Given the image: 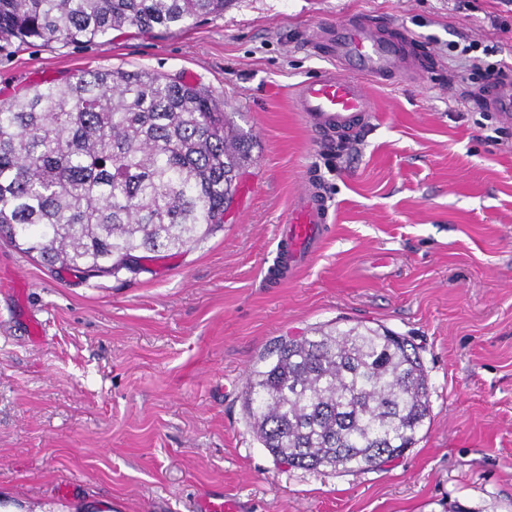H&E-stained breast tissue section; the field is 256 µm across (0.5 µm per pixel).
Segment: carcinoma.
<instances>
[{
    "instance_id": "carcinoma-1",
    "label": "carcinoma",
    "mask_w": 512,
    "mask_h": 512,
    "mask_svg": "<svg viewBox=\"0 0 512 512\" xmlns=\"http://www.w3.org/2000/svg\"><path fill=\"white\" fill-rule=\"evenodd\" d=\"M226 0H0V39L87 44L125 27L180 29ZM224 103L148 70L88 69L0 105V239L89 277L145 270L224 223L244 162ZM249 376L246 414L290 467L360 469L416 442L428 374L403 337L319 328Z\"/></svg>"
}]
</instances>
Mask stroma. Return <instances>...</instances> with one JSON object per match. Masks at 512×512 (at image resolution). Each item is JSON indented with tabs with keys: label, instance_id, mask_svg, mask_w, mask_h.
Returning a JSON list of instances; mask_svg holds the SVG:
<instances>
[{
	"label": "stroma",
	"instance_id": "1",
	"mask_svg": "<svg viewBox=\"0 0 512 512\" xmlns=\"http://www.w3.org/2000/svg\"><path fill=\"white\" fill-rule=\"evenodd\" d=\"M347 17L408 33L427 73L370 85L376 118L320 137L291 95L329 63L300 43ZM472 40L512 65V7L229 0L183 29L0 41V103L89 68L145 69L209 88L248 144L223 228L147 271L55 272L0 242V498L14 512H200L219 496L237 512H512V124L460 80L448 46ZM310 181L331 231L268 287ZM334 324L410 340L431 420L380 467L276 464L245 412L247 374L280 338Z\"/></svg>",
	"mask_w": 512,
	"mask_h": 512
}]
</instances>
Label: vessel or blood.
Returning a JSON list of instances; mask_svg holds the SVG:
<instances>
[{
  "label": "vessel or blood",
  "instance_id": "1",
  "mask_svg": "<svg viewBox=\"0 0 512 512\" xmlns=\"http://www.w3.org/2000/svg\"><path fill=\"white\" fill-rule=\"evenodd\" d=\"M312 50L332 62L328 71L295 87V106L317 134L349 135L375 116L367 93L370 80L409 83L419 77V59L409 37H397L374 23L345 20L324 26L309 42ZM488 111L512 121V74L503 73L478 98ZM330 221L329 206L315 184L305 186L284 219L286 237L278 251L291 265L308 264Z\"/></svg>",
  "mask_w": 512,
  "mask_h": 512
}]
</instances>
